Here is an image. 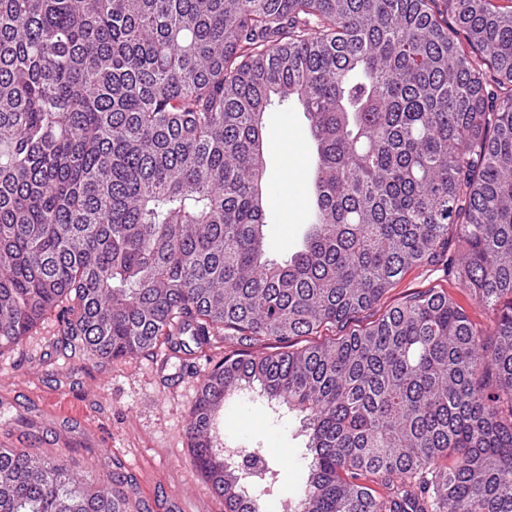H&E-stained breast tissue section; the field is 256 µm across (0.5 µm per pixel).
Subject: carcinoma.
Here are the masks:
<instances>
[{
  "instance_id": "carcinoma-1",
  "label": "carcinoma",
  "mask_w": 512,
  "mask_h": 512,
  "mask_svg": "<svg viewBox=\"0 0 512 512\" xmlns=\"http://www.w3.org/2000/svg\"><path fill=\"white\" fill-rule=\"evenodd\" d=\"M292 100L315 205L279 265L263 115ZM437 264L485 321L430 288L360 324ZM53 312L68 360L239 345L187 427L224 512L280 475L225 469L216 419L255 385L307 437L278 512H512V0H0V353ZM134 503L0 448V512Z\"/></svg>"
}]
</instances>
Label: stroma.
Here are the masks:
<instances>
[{
  "label": "stroma",
  "instance_id": "obj_1",
  "mask_svg": "<svg viewBox=\"0 0 512 512\" xmlns=\"http://www.w3.org/2000/svg\"><path fill=\"white\" fill-rule=\"evenodd\" d=\"M302 108L273 106L266 115L267 178L264 205L272 249L269 260L287 261L301 245L312 211L314 144ZM447 291L473 321L484 310L442 270H410L383 299L396 303L407 289ZM57 318L44 322L13 350L0 355V442L45 457L69 451L76 472L102 477L107 471L132 475L151 512H224L190 462L189 412L212 361L232 344L198 348L185 341L103 364L66 360L56 349ZM220 430L227 443L261 449L282 477L274 495L292 493L306 465L299 418L273 413L257 393H243L224 406Z\"/></svg>",
  "mask_w": 512,
  "mask_h": 512
}]
</instances>
